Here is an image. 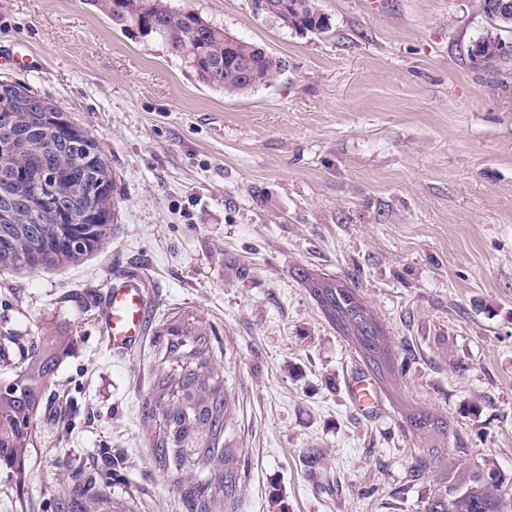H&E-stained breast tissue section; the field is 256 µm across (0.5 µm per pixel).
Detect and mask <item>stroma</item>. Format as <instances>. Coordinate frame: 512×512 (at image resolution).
Masks as SVG:
<instances>
[{
	"label": "stroma",
	"mask_w": 512,
	"mask_h": 512,
	"mask_svg": "<svg viewBox=\"0 0 512 512\" xmlns=\"http://www.w3.org/2000/svg\"><path fill=\"white\" fill-rule=\"evenodd\" d=\"M282 58L272 87L228 96L167 45L87 0H0V79L87 127L116 179L117 219L72 263L0 270V325L69 336L38 417L24 484L0 512H57L78 470L111 471L112 512H183L153 463L143 409L154 334L192 311L217 332L240 457L234 512H421L442 472L490 462L512 504V71L467 55L478 0H315L323 34L249 0H167ZM358 288L406 369L356 408L366 368L300 269ZM146 285V334L113 350L112 282ZM447 417L416 433L407 410ZM437 466L416 474L424 448ZM346 387L354 406L362 410L375 407L374 385L370 378L352 377L347 381Z\"/></svg>",
	"instance_id": "obj_1"
}]
</instances>
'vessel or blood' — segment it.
Instances as JSON below:
<instances>
[{"mask_svg": "<svg viewBox=\"0 0 512 512\" xmlns=\"http://www.w3.org/2000/svg\"><path fill=\"white\" fill-rule=\"evenodd\" d=\"M143 290L144 284L138 279H127L110 288L108 306L101 322L112 349L127 350L141 342L146 326ZM347 392L357 408L365 410L374 407L376 398L370 378L361 376L349 379Z\"/></svg>", "mask_w": 512, "mask_h": 512, "instance_id": "b4317fda", "label": "vessel or blood"}]
</instances>
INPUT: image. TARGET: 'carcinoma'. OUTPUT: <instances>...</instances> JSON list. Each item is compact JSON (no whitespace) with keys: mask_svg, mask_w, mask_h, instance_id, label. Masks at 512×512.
Instances as JSON below:
<instances>
[{"mask_svg":"<svg viewBox=\"0 0 512 512\" xmlns=\"http://www.w3.org/2000/svg\"><path fill=\"white\" fill-rule=\"evenodd\" d=\"M116 26L138 20L160 38L170 53L183 62L206 85L236 95L268 87L284 71L285 62L258 45L237 41L236 52L224 54V28L204 21L197 13L173 10L161 0H92ZM289 3L288 22L301 24L311 33H324V13L315 0H277ZM492 29L474 40L468 57L475 69L498 71L512 64V17L491 16ZM10 156L13 170L7 175L25 176L32 190L35 178L72 168L83 158L76 141L56 142L45 130H35L21 141L0 135V154ZM98 207L115 217L113 182L98 197ZM110 227L98 226L94 246L78 247L70 241L80 237L70 224H59L46 204L19 224H0V269L25 265L31 268L78 259L100 247ZM300 280L327 319L348 338L371 376L380 383L396 378L404 366L395 365V355L384 327L362 300L357 288L344 280L301 270ZM68 336H46L23 352L25 371L16 375L10 388L0 391V469L20 483L38 411L60 356L69 345ZM155 345L161 367L154 376L145 419L154 423L152 448L156 467L180 494L185 512H224L238 500L241 481L236 448L227 438L230 394L224 374L215 361L219 349L215 330L194 313L176 314L156 333ZM420 433L446 437L448 420L429 413L408 416ZM108 476L94 473L78 481L65 502L72 512H106L111 503L106 491ZM495 470L465 465L437 481L425 499L423 512H509L499 493Z\"/></svg>","mask_w":512,"mask_h":512,"instance_id":"obj_1","label":"carcinoma"}]
</instances>
